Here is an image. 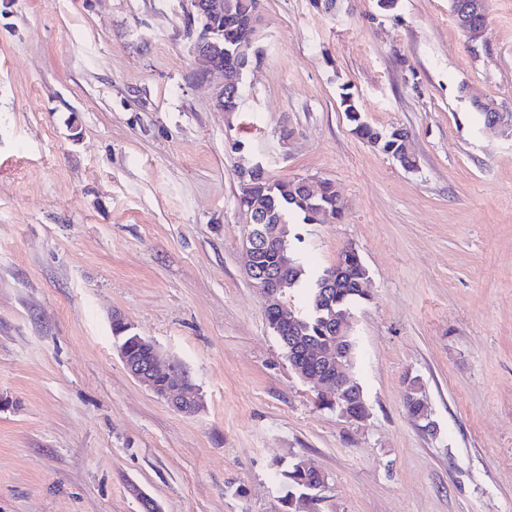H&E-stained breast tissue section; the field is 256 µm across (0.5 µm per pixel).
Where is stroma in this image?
Wrapping results in <instances>:
<instances>
[{
	"instance_id": "35a3bbf8",
	"label": "stroma",
	"mask_w": 512,
	"mask_h": 512,
	"mask_svg": "<svg viewBox=\"0 0 512 512\" xmlns=\"http://www.w3.org/2000/svg\"><path fill=\"white\" fill-rule=\"evenodd\" d=\"M256 48L227 113L183 0H0V512H141L135 486L162 512H283L298 457L320 512H512V136L472 104L512 111V0L472 40L448 0H260ZM346 89L412 132L416 169L352 133ZM254 162L340 193L341 221L290 233L310 266L350 245L368 271L363 420L317 407L244 273ZM116 311L198 415L128 374Z\"/></svg>"
}]
</instances>
